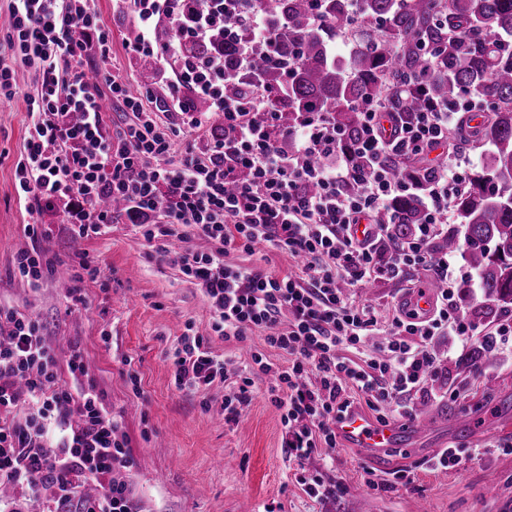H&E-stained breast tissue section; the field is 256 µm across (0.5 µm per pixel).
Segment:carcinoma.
<instances>
[{"label": "carcinoma", "mask_w": 512, "mask_h": 512, "mask_svg": "<svg viewBox=\"0 0 512 512\" xmlns=\"http://www.w3.org/2000/svg\"><path fill=\"white\" fill-rule=\"evenodd\" d=\"M271 15L269 45L256 49L255 72L224 83V95L241 97L255 82L280 92L277 104L293 119L297 112H334L336 123L350 142L358 132V113L382 91L394 71L428 75L423 86L403 101L404 111L420 109L430 98L484 100L487 113L474 126L462 117L466 139L487 145L482 166L452 209L464 228L439 238L437 252H463L476 273L485 296L512 305V0H360L367 20L385 23L382 32L361 34L346 58L329 54L331 38L357 23L349 0H258ZM423 35L435 46L422 53L415 39ZM405 41L395 54L390 44ZM224 52V65L236 67L237 50L216 30L211 41L190 51L206 55ZM406 237L412 226L425 222L420 194L403 195L392 205ZM494 356L492 342L484 340L466 360L469 366Z\"/></svg>", "instance_id": "carcinoma-1"}]
</instances>
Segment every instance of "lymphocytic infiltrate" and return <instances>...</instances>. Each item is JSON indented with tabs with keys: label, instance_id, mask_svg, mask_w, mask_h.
<instances>
[{
	"label": "lymphocytic infiltrate",
	"instance_id": "f902f5d3",
	"mask_svg": "<svg viewBox=\"0 0 512 512\" xmlns=\"http://www.w3.org/2000/svg\"><path fill=\"white\" fill-rule=\"evenodd\" d=\"M113 7L132 14V50L154 60L167 88L160 111L146 108L147 93L129 95L130 74L91 81L88 52L106 60L112 49L96 0H14L0 97L17 94L15 64L36 67L39 88L27 99L34 132L14 172L29 211L39 215L66 200V224L79 239L126 221L160 257L177 258L209 304L213 332L239 343L264 332L268 350L252 360L270 379L268 401L280 414L287 458L336 448V424L356 398L384 422L412 416L416 398L439 396L432 343L477 331L457 308L463 277L456 254L432 248L448 233L471 158L449 154L424 183L407 165L447 145L454 115L471 106L431 99L419 111H397L419 80L390 76L347 144L331 113L288 117L265 86L226 98L232 73L223 54H189L218 27L237 46L236 69H251L256 46L270 34L264 11L243 13L240 0H113ZM164 25L171 39H159ZM106 98L134 115L113 133ZM194 98L209 110L191 116V131L205 130L215 112L227 134L179 152L172 119L189 114ZM283 138L292 139V151L280 148ZM309 183L315 194L305 193ZM410 193L422 194L426 221L401 240L390 205ZM108 198L125 202L124 215L103 207ZM24 235L30 244L16 251L13 270L36 283L50 262L38 245L39 224L25 225ZM192 235L207 242V252L174 255L171 241ZM260 246L300 257V272L276 275L226 261ZM420 266L443 283L429 318L404 311L385 323L375 307L355 303L352 289L404 279ZM169 361L180 390L204 392L228 377V361L191 325ZM133 465L122 423L82 351L61 356L38 317L0 304V484L40 502L41 512H141L126 480ZM90 482L99 488L93 497L83 491Z\"/></svg>",
	"mask_w": 512,
	"mask_h": 512
}]
</instances>
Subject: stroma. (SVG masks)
<instances>
[{
    "mask_svg": "<svg viewBox=\"0 0 512 512\" xmlns=\"http://www.w3.org/2000/svg\"><path fill=\"white\" fill-rule=\"evenodd\" d=\"M97 8L114 65L139 75L140 58L127 48L136 36L131 13L113 10L112 0H97ZM15 80L17 96L0 105V303L40 316L60 353L83 348L89 374L127 433L135 460L129 479L146 512H512V453L502 449L512 444V350L472 369L457 337H440L439 380L456 397L416 400L418 425L406 448L376 456L341 444L290 461L279 414L261 394L267 379L252 361L267 349L262 333L243 343L210 338L214 352L256 386L236 420L226 421L222 410L232 382L203 394L173 385L168 357L178 337L190 323L207 330L211 311L199 288L140 234L120 223L73 238L59 205L41 218L39 245L53 272L34 285L13 276L14 251L26 244L24 226L32 221L15 191L14 163L31 127L26 98L36 89L34 67L17 66ZM78 252L100 268L98 280L72 279ZM131 371L137 384L127 379ZM448 446L483 454L445 471L429 468V449ZM395 470L404 479L378 487ZM301 475L321 476L335 496L310 497Z\"/></svg>",
    "mask_w": 512,
    "mask_h": 512,
    "instance_id": "1",
    "label": "stroma"
}]
</instances>
